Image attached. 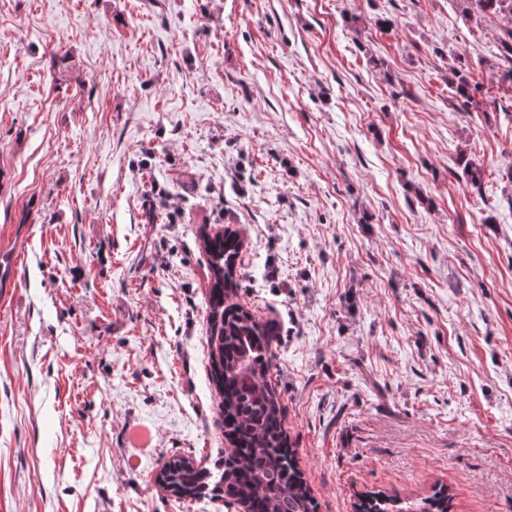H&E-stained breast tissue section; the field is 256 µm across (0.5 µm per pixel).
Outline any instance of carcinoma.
I'll return each instance as SVG.
<instances>
[{"instance_id": "cac0c4a2", "label": "carcinoma", "mask_w": 512, "mask_h": 512, "mask_svg": "<svg viewBox=\"0 0 512 512\" xmlns=\"http://www.w3.org/2000/svg\"><path fill=\"white\" fill-rule=\"evenodd\" d=\"M462 13L512 16V0H463ZM448 84L468 105H481L482 86L462 69H449ZM201 237L211 276L206 316L210 380L219 396L217 414L224 437L232 449L213 471L183 456L173 458L157 474L156 484L178 499L220 500L247 512H317L318 503L289 440L284 406L267 379L277 360L276 331L236 301L242 241L227 228L214 235L203 232ZM451 499L440 489L415 508L448 512ZM359 509L403 512L395 498L378 492L366 494Z\"/></svg>"}]
</instances>
